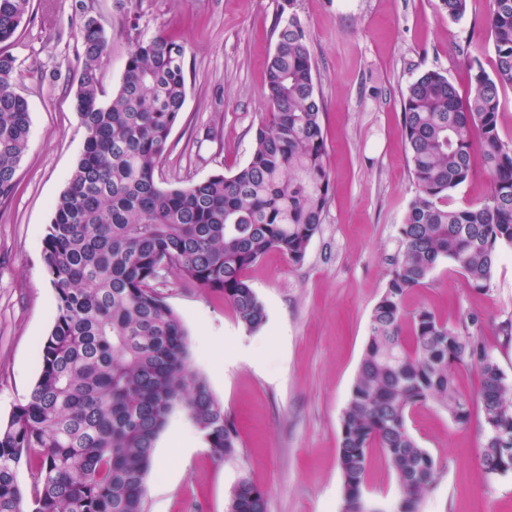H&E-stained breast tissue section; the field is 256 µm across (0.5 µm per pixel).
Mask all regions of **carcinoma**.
I'll return each mask as SVG.
<instances>
[{
	"mask_svg": "<svg viewBox=\"0 0 512 512\" xmlns=\"http://www.w3.org/2000/svg\"><path fill=\"white\" fill-rule=\"evenodd\" d=\"M453 19L467 0H440ZM31 0H0V45L27 22ZM494 72L468 59L461 100L442 73H421L403 96V133L416 194L399 225L400 248L369 323L362 359L341 415L338 463L347 512L361 503L369 456L388 458L401 498L397 512H420L439 478L415 439L410 410L434 403L458 426L479 408L480 463L495 477L512 472V384L474 316L459 326L427 307L411 313L409 290L429 283L447 260L476 291L487 289L499 252L512 248V142L499 130L501 95L512 87V0H489L484 19ZM110 40L83 14L82 68L75 109L86 137L57 199L42 259L57 294L55 322L42 343L41 369L28 399L0 426V512H145L156 442L183 412L219 462L237 455L239 436L224 403L191 367V343L157 290L169 274L224 296L254 332L266 322L246 271L271 250L301 263L318 233L334 182L315 91V64L300 18L278 17L265 94L270 112L248 161L234 172L162 187L156 172L186 97L185 47L160 31L133 39L111 100L100 72ZM17 59L0 48V197L16 188L28 148L30 112L15 92ZM480 152L490 192L464 209L448 196L473 173ZM475 366L478 402L460 394L455 366ZM34 464L29 498L18 484ZM264 488L244 476L229 512H266Z\"/></svg>",
	"mask_w": 512,
	"mask_h": 512,
	"instance_id": "1",
	"label": "carcinoma"
}]
</instances>
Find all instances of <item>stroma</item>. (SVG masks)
<instances>
[{
    "mask_svg": "<svg viewBox=\"0 0 512 512\" xmlns=\"http://www.w3.org/2000/svg\"><path fill=\"white\" fill-rule=\"evenodd\" d=\"M84 3L111 39L101 70L105 94L117 89L134 36L164 27L186 49L185 104L157 171L165 184L228 174L248 160L269 110L266 68L282 5L300 17L324 107L331 199L303 262L272 250L247 270L267 314L259 331H247L218 293L171 274L159 284L188 331L194 368L235 425L239 448L218 462L201 446L154 467L146 512H227L229 493L244 476L266 489L267 512H343L341 414L415 195L402 98L428 70L467 97L469 55L493 71L483 28L488 0H470L460 19L448 17L440 0H32L30 22L9 46L18 65L14 89L28 101L31 127L16 189L0 198V425L28 398L57 315L42 250L85 140L74 106ZM133 11L140 15L134 31ZM421 306L455 326L478 316L491 355L512 382V339L501 331L512 324V249L502 251L484 291L470 289L453 263H441L428 285L407 296V309ZM409 427L440 469L420 512H512V472L485 474L477 426L459 427L444 408L428 404L412 411ZM398 500L386 457L373 452L366 504L394 512Z\"/></svg>",
    "mask_w": 512,
    "mask_h": 512,
    "instance_id": "obj_1",
    "label": "stroma"
}]
</instances>
